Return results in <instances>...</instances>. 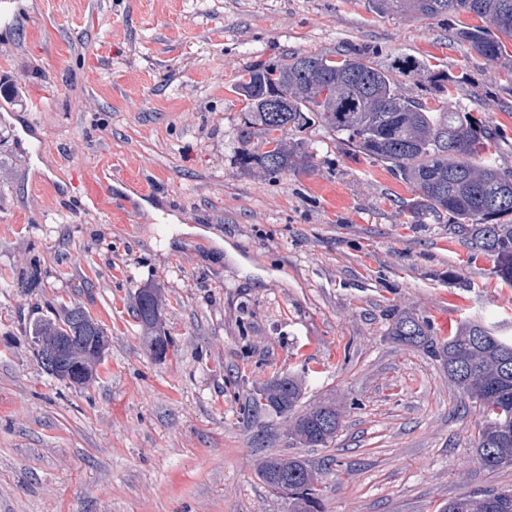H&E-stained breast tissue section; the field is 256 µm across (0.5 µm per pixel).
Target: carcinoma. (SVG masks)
Here are the masks:
<instances>
[{
  "label": "carcinoma",
  "instance_id": "1",
  "mask_svg": "<svg viewBox=\"0 0 512 512\" xmlns=\"http://www.w3.org/2000/svg\"><path fill=\"white\" fill-rule=\"evenodd\" d=\"M367 4L379 15L446 19L468 14L484 19L490 26H464L453 37L492 63L506 56L503 40L512 41V0H367ZM378 54L367 48L336 60L294 52L250 66L234 84V92L245 102L238 132L241 170L277 176L306 169L307 157L299 151V143L275 131L287 125L299 131L317 122L353 154L412 185L415 196L406 204L409 212L422 220L448 218L461 243L493 258V275L512 287V170L485 155L501 138L499 127L476 122L465 110L434 112L420 100L403 96L394 74L413 78L427 69L426 64L406 55L383 66L376 61ZM273 93L280 98L278 112L267 109V96ZM133 313L150 336V347L157 346L162 340L158 290L141 289ZM82 314L87 339L69 343L66 357L86 367L90 381L106 337L82 306H65L60 314L39 317L30 329L39 358L63 343ZM393 336L439 356L448 378L479 402L484 418L476 445L480 465L489 472L512 466V340L496 336L480 322L467 321L439 341L429 336L425 321L403 315ZM303 391L296 376L275 378L258 396L245 401L242 412L289 416L291 437L309 447H325L336 438L340 414L332 403L297 410ZM258 476L288 500V512H319L320 473L303 459L268 456L259 464ZM439 512H512V490L464 495L443 504Z\"/></svg>",
  "mask_w": 512,
  "mask_h": 512
}]
</instances>
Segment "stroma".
I'll list each match as a JSON object with an SVG mask.
<instances>
[{
  "label": "stroma",
  "mask_w": 512,
  "mask_h": 512,
  "mask_svg": "<svg viewBox=\"0 0 512 512\" xmlns=\"http://www.w3.org/2000/svg\"><path fill=\"white\" fill-rule=\"evenodd\" d=\"M0 21V512H288L257 474L297 456L323 512H438L512 489L476 455L478 406L442 361L398 342L395 318L445 339L463 322L512 336V288L447 221L409 223L410 186L320 126L312 170L269 179L236 162L248 66L287 52L378 49L427 60L399 78L434 109L503 130L512 169V62L453 41L477 17H381L366 0H19ZM448 81L434 82L435 73ZM38 109H31V101ZM37 267L40 285H21ZM159 289L169 346L154 359L132 315ZM78 304L107 349L80 388L37 361L31 322ZM302 407L335 403L325 447L286 417L240 413L275 376Z\"/></svg>",
  "instance_id": "stroma-1"
}]
</instances>
